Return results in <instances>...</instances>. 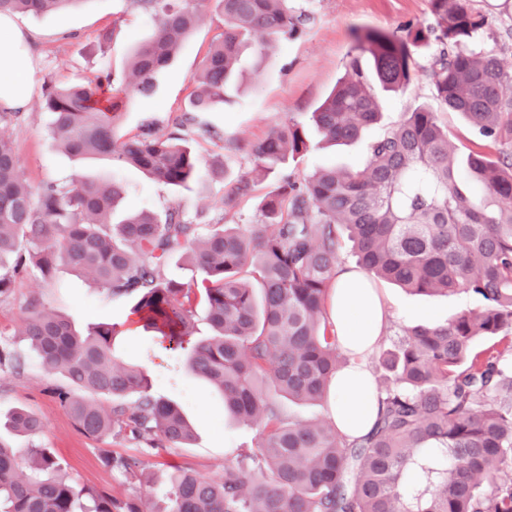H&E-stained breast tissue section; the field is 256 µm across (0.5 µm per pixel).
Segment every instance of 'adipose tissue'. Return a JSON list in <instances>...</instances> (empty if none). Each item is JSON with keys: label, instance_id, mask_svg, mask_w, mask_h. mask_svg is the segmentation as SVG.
<instances>
[{"label": "adipose tissue", "instance_id": "ef3b65f1", "mask_svg": "<svg viewBox=\"0 0 512 512\" xmlns=\"http://www.w3.org/2000/svg\"><path fill=\"white\" fill-rule=\"evenodd\" d=\"M30 37L9 15H0V108L24 109L33 90ZM336 342L345 361L332 377L328 392L331 420L348 439L367 434L377 418V393L368 359L388 321L380 293L356 266L334 272L328 302Z\"/></svg>", "mask_w": 512, "mask_h": 512}]
</instances>
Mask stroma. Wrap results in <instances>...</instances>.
Listing matches in <instances>:
<instances>
[{
	"instance_id": "35a3bbf8",
	"label": "stroma",
	"mask_w": 512,
	"mask_h": 512,
	"mask_svg": "<svg viewBox=\"0 0 512 512\" xmlns=\"http://www.w3.org/2000/svg\"><path fill=\"white\" fill-rule=\"evenodd\" d=\"M469 2L495 23L493 33L481 40V48L512 69V0ZM291 4L310 13L313 24L271 54L258 75H245L230 105L201 113V121L223 130V140L209 139L195 126L186 130L185 138L204 171L203 177L187 188L173 190L153 183L138 169L113 161L73 158L59 149L46 131L48 114L42 108L41 91L45 79L66 85L94 79L107 71L115 82H122L134 46L152 36L153 22L134 9L129 0H89L87 5L62 12L18 15V24L32 36L35 89L24 110L12 112L8 122L0 123V135L13 141L32 187L75 175L97 183L116 179L125 190L121 211L177 208L193 221L222 219L249 227L259 220L257 197L267 191L269 182L259 181L256 199L243 204L237 213L225 214L221 205L224 181L210 177V170L224 166L233 176L253 166L249 156L225 149V141H256L278 123L307 122L310 112L343 75V64L355 44L357 30L393 31L408 22L430 19L428 0H291ZM223 26L220 9L210 7L205 21L185 42L173 64L157 74L154 95L135 99L122 114L120 133L135 134L146 128L157 136L170 132L172 118L189 107L195 89L190 78L199 72ZM414 57L421 74L404 94L382 95V118L366 131L363 141L325 147L318 133L310 132L309 150L289 161L288 173L302 179L325 167L359 169L366 160L368 141L382 136L407 109L433 105V86L424 73L430 52L418 47ZM377 287L390 312L378 344L382 350L397 341L405 327L442 324L461 311L482 305L481 298L472 293L412 295L382 281ZM34 305L83 330L99 321L126 322L132 303L129 298L108 295L92 279L64 267L48 282L30 272L23 274L16 279L11 295L0 298V343L22 352L25 359L21 369H0V437L15 447H27L31 439L5 430L4 422L14 409L24 408L41 419L44 430L40 444L54 449L72 479L108 490L121 499L152 503L156 500L154 490L104 467L99 460L101 449L140 460L156 473L187 466L206 477L220 479L238 449L256 443L255 429L227 416L222 394L190 371L186 352L163 349L156 336L142 328L134 335L120 336L116 352L122 360L144 368L155 396L180 407L193 429L191 441L182 448L147 449L131 441L103 443L84 436L53 394L62 383L61 377L43 370L20 334L22 321Z\"/></svg>"
}]
</instances>
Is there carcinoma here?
Returning a JSON list of instances; mask_svg holds the SVG:
<instances>
[{
	"instance_id": "1",
	"label": "carcinoma",
	"mask_w": 512,
	"mask_h": 512,
	"mask_svg": "<svg viewBox=\"0 0 512 512\" xmlns=\"http://www.w3.org/2000/svg\"><path fill=\"white\" fill-rule=\"evenodd\" d=\"M86 0H0V15L44 14ZM155 22L129 60L132 82L113 94L103 73L85 84L42 86L48 133L62 151L115 160L151 180L181 187L200 177L199 157L183 133L195 114L227 101L241 55L255 34L258 61L311 21L289 0H217L224 29L193 81L190 110L173 131L116 132L120 111L150 97L156 74L202 22L210 0H130ZM432 22L397 32L357 35L344 75L309 121L330 144L361 139L382 117L374 86L407 89L419 72L411 48L434 46L427 75L437 108L416 106L367 145L356 171L329 167L298 180L280 174L260 202V223H194L176 208L141 210L116 221L122 186L78 176L33 191L13 143L0 137V298L32 264L49 281L59 267L91 276L114 297L134 300L138 322L184 348L196 305L212 334L196 344L188 365L224 396V409L255 427L243 448L206 478L173 469L163 512H512V71L475 46L491 21L462 0H429ZM458 112L496 150L458 160L437 110ZM306 126L284 122L266 136L232 148L254 168L225 187L224 214L252 198L253 173L271 174L309 149ZM348 233L361 269L416 294L469 292L483 306L440 325L403 330L381 355L386 371L379 411L365 436L349 441L324 421L288 420L281 399H324L340 366L325 304ZM191 282L165 276L173 260ZM122 331L96 323L79 332L48 310L32 307L24 335L50 373L78 430L94 439L135 440L180 448L192 428L175 404L155 398L142 369L114 354ZM36 436L42 421L24 409L8 419ZM28 466L21 468L20 456ZM105 467L142 481L135 459L104 453ZM0 512H146L80 484L55 453L14 448L0 439Z\"/></svg>"
}]
</instances>
